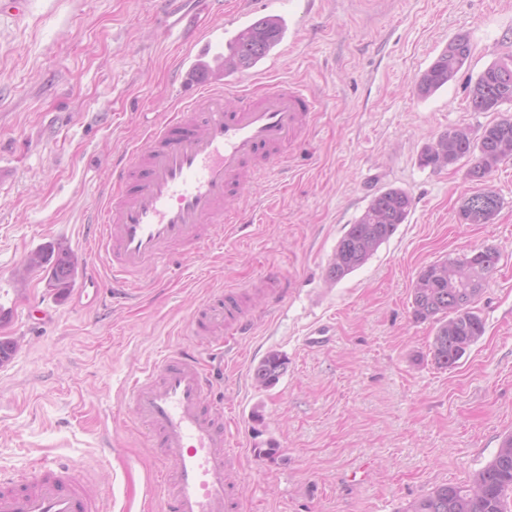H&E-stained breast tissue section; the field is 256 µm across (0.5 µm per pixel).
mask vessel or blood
<instances>
[{
	"instance_id": "b4317fda",
	"label": "vessel or blood",
	"mask_w": 512,
	"mask_h": 512,
	"mask_svg": "<svg viewBox=\"0 0 512 512\" xmlns=\"http://www.w3.org/2000/svg\"><path fill=\"white\" fill-rule=\"evenodd\" d=\"M229 44L223 25L194 33L179 55L178 112L155 124L145 142L119 153L101 213L89 228L109 271L89 267L71 297L90 306L107 292L113 304L137 295L145 273L197 252L218 226L236 224L248 187L303 141L316 102L301 87L254 82L232 87L214 64ZM235 91L236 102L225 95ZM251 319L240 295L216 292L195 312L189 334L197 347L142 371L129 387L135 419L165 465L158 475L166 512H235L224 409L208 402L211 383L202 349L244 335ZM0 512H103L96 491L68 463L41 460L33 476L0 474Z\"/></svg>"
}]
</instances>
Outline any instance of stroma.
Returning <instances> with one entry per match:
<instances>
[{
  "label": "stroma",
  "instance_id": "35a3bbf8",
  "mask_svg": "<svg viewBox=\"0 0 512 512\" xmlns=\"http://www.w3.org/2000/svg\"><path fill=\"white\" fill-rule=\"evenodd\" d=\"M239 7L28 0L23 16L0 15V165L12 172L0 187V338L18 344L0 366V471L66 461L88 472L103 512H163L127 382L191 346L190 316L216 289L237 288L252 296L254 324L210 358L209 398L236 423L239 512H405L438 486L469 483L512 434V158L483 184L469 180L468 158L418 163L441 133L512 115V104L468 105L479 75L512 61V0H278L288 37L268 79L301 84L317 120L300 165L248 188L245 228L146 275L127 309L67 305L26 268L54 242L86 273L113 157L176 111L173 58L194 28ZM460 33L468 60L417 96L418 77ZM383 187L410 195L407 220L328 282L337 242ZM484 187L502 200L497 217L460 223L463 199ZM486 248L499 262L474 304L484 334L456 367H438L436 325L415 319L413 285L424 267ZM271 271L289 289L272 310L254 294ZM272 351L287 368L265 388L254 369Z\"/></svg>",
  "mask_w": 512,
  "mask_h": 512
}]
</instances>
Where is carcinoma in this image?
I'll list each match as a JSON object with an SVG mask.
<instances>
[{
	"label": "carcinoma",
	"instance_id": "cac0c4a2",
	"mask_svg": "<svg viewBox=\"0 0 512 512\" xmlns=\"http://www.w3.org/2000/svg\"><path fill=\"white\" fill-rule=\"evenodd\" d=\"M278 32L266 18L255 21L245 36L243 49L228 56L225 63L246 70L261 57ZM471 54L466 34L457 35L424 71L415 84L419 97H427L447 84ZM512 104V64L487 67L469 92L473 112H499ZM476 155L467 176L486 180L493 169L512 156V118L505 117L482 127L477 135L468 128H454L440 134L419 155L422 167L452 166ZM502 207L491 190L467 197L459 208L462 224H490ZM411 198L402 189L387 187L372 198L360 220L350 225L336 245L326 276L340 281L363 266L405 223ZM499 255L480 250L461 259H450L423 268L412 289L414 316L438 323L433 342V358L441 368H452L467 349L484 334V322L473 304L482 291L486 276L493 271ZM27 267L47 271L49 282L60 289L69 287L77 276V262L63 246L48 243L30 255ZM286 368V359L277 352L268 354L254 369L255 380L264 387L275 385ZM512 502V435L507 436L496 455L476 471L468 486L441 485L427 497L413 503L409 512H509Z\"/></svg>",
	"mask_w": 512,
	"mask_h": 512
}]
</instances>
